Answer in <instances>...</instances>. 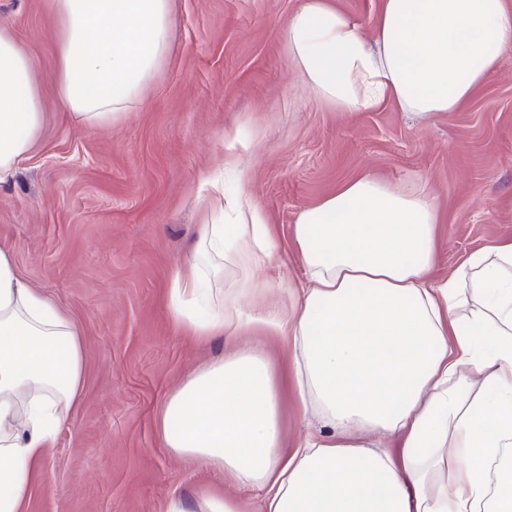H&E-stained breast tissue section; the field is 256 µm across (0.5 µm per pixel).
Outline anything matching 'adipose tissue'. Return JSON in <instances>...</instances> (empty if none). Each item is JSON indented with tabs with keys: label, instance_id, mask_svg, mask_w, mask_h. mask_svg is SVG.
Listing matches in <instances>:
<instances>
[{
	"label": "adipose tissue",
	"instance_id": "ef3b65f1",
	"mask_svg": "<svg viewBox=\"0 0 512 512\" xmlns=\"http://www.w3.org/2000/svg\"><path fill=\"white\" fill-rule=\"evenodd\" d=\"M57 98L90 128L119 121L169 45L172 0H51ZM288 63L342 115L389 104L424 119L458 110L512 44L504 0H383L372 35L331 0H303ZM45 101L31 56L0 24V185L36 145ZM225 224H206L169 307L202 341L244 330L293 339L285 369L229 349L183 375L156 414L185 462L263 490L260 512H512V241H491L437 280L440 212L425 190L355 178L301 210L303 284L257 314L244 300L275 241L246 194L206 179ZM481 376L471 393L468 373ZM85 378L82 333L23 281L0 245V512H25L38 468ZM321 415L284 451L282 389ZM395 435L398 453L369 433ZM166 512H247L217 487Z\"/></svg>",
	"mask_w": 512,
	"mask_h": 512
}]
</instances>
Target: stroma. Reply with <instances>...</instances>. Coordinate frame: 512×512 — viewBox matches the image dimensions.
Masks as SVG:
<instances>
[{"label": "stroma", "instance_id": "1", "mask_svg": "<svg viewBox=\"0 0 512 512\" xmlns=\"http://www.w3.org/2000/svg\"><path fill=\"white\" fill-rule=\"evenodd\" d=\"M303 0H172L173 43L141 102L117 124L65 119L51 0H0L44 96L41 136L0 187V244L22 279L78 324L85 384L41 464L25 512H165L174 495L223 484L257 512L261 493L189 466L161 444L155 417L174 384L229 347L274 365L287 336L248 332L200 344L166 303L210 212L205 173L236 145L238 185L276 237L281 287L267 272L255 313L301 284L291 233L298 213L364 174L423 187L442 222L434 277L492 240H512V46L458 111L417 120L386 107L343 116L289 67L284 32Z\"/></svg>", "mask_w": 512, "mask_h": 512}]
</instances>
